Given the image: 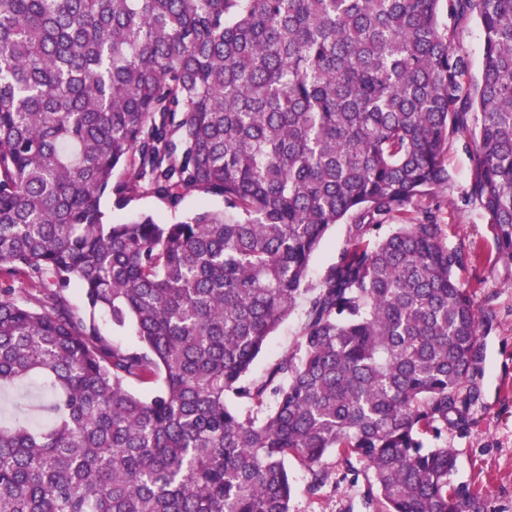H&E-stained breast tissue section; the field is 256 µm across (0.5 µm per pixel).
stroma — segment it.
Instances as JSON below:
<instances>
[{
  "instance_id": "obj_1",
  "label": "stroma",
  "mask_w": 512,
  "mask_h": 512,
  "mask_svg": "<svg viewBox=\"0 0 512 512\" xmlns=\"http://www.w3.org/2000/svg\"><path fill=\"white\" fill-rule=\"evenodd\" d=\"M448 185L430 201L437 208L449 249L461 251L463 264L455 276L476 305L493 309L494 316L480 328L481 357L466 386L471 399L467 421L449 427L441 438L456 455L455 485L480 491L485 512H512V260L499 257L495 230L471 196L473 162L465 138L448 146ZM221 199L196 193L185 196L178 208L143 196L121 211L104 200L108 221L119 222L137 213H149L174 224L185 214L222 208ZM304 315L295 309L270 337L251 366L250 376L263 378L271 366L295 351ZM328 478L319 495L309 492L308 469L296 459L287 468L293 486L290 512H374L365 491L363 473L338 466L327 457Z\"/></svg>"
}]
</instances>
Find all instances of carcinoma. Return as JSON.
<instances>
[{
    "mask_svg": "<svg viewBox=\"0 0 512 512\" xmlns=\"http://www.w3.org/2000/svg\"><path fill=\"white\" fill-rule=\"evenodd\" d=\"M444 12L481 27L472 86ZM459 135L512 260V0H0V273L51 278L0 289V388L46 415L0 423V512H290L288 458L316 495L332 454L377 512H484L426 440L466 421L490 312L437 212L390 223ZM192 192L224 207L104 221ZM343 223L297 350L247 379ZM345 234L346 224H336L328 231L321 246L311 258L306 283L309 288H314L319 284L323 272L336 258V254L343 244ZM13 288L12 293L15 298L21 301H28L32 306H35V297H38L42 292H38V288H32L29 281L25 278L15 277L0 278V288Z\"/></svg>",
    "mask_w": 512,
    "mask_h": 512,
    "instance_id": "obj_1",
    "label": "carcinoma"
}]
</instances>
